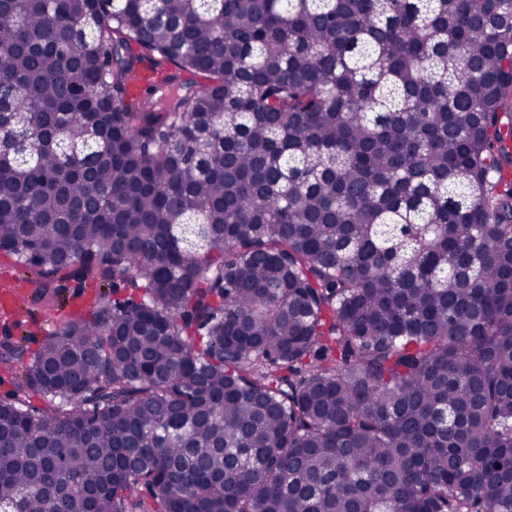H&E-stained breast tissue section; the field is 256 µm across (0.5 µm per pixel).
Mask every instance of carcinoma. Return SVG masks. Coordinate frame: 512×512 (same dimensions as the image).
I'll return each mask as SVG.
<instances>
[{"label": "carcinoma", "mask_w": 512, "mask_h": 512, "mask_svg": "<svg viewBox=\"0 0 512 512\" xmlns=\"http://www.w3.org/2000/svg\"><path fill=\"white\" fill-rule=\"evenodd\" d=\"M3 134L10 512H512V0H0ZM66 285L67 288L62 292L63 296L54 307L48 302L34 298L32 291L29 292V288H25L28 296L25 297L26 303L22 306L26 311L24 323H21L20 327L9 328L8 335H2L0 328V342L7 338L13 343H21L33 353L40 347L43 337L58 324L76 315L88 317L99 293L104 289L99 288L92 280L83 282L82 288H77L80 284L74 280H70ZM74 294H79V297L72 299Z\"/></svg>", "instance_id": "1"}]
</instances>
